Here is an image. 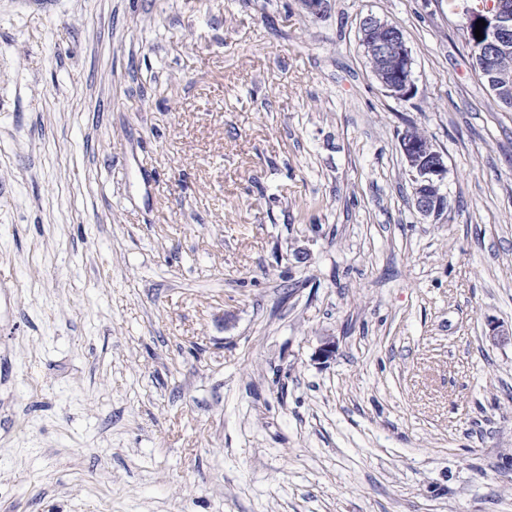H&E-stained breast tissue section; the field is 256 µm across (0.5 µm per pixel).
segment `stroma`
I'll return each instance as SVG.
<instances>
[{"label":"stroma","mask_w":512,"mask_h":512,"mask_svg":"<svg viewBox=\"0 0 512 512\" xmlns=\"http://www.w3.org/2000/svg\"><path fill=\"white\" fill-rule=\"evenodd\" d=\"M474 4L0 0V512H512V111ZM375 29L384 33L382 38L375 42H367L368 34ZM361 34L362 45L366 46L374 61L372 72L382 87L398 99L413 96L415 83L412 58L401 29L395 24L368 15L361 22ZM366 54L369 58L368 53ZM404 135L400 145L413 183L414 207L425 217L439 215L448 205L446 196L441 193L448 166L428 138L419 142Z\"/></svg>","instance_id":"35a3bbf8"}]
</instances>
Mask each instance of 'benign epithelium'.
<instances>
[{
  "label": "benign epithelium",
  "mask_w": 512,
  "mask_h": 512,
  "mask_svg": "<svg viewBox=\"0 0 512 512\" xmlns=\"http://www.w3.org/2000/svg\"><path fill=\"white\" fill-rule=\"evenodd\" d=\"M512 0H496V22L482 27V37H475L476 22L487 19L482 11L468 13L469 39L483 59L482 73L491 91L502 100L512 99V71L503 66L501 50L512 40ZM383 32L381 39L367 40L373 30ZM364 45L374 61L372 72L388 93L398 99H408L415 93L412 58L401 29L392 23L368 15L361 22ZM408 173L413 183V204L423 216H436L447 208V198L441 186L448 175L444 157L429 139L419 142L410 137L400 140ZM488 336L494 343H512V326L493 323Z\"/></svg>",
  "instance_id": "obj_1"
}]
</instances>
